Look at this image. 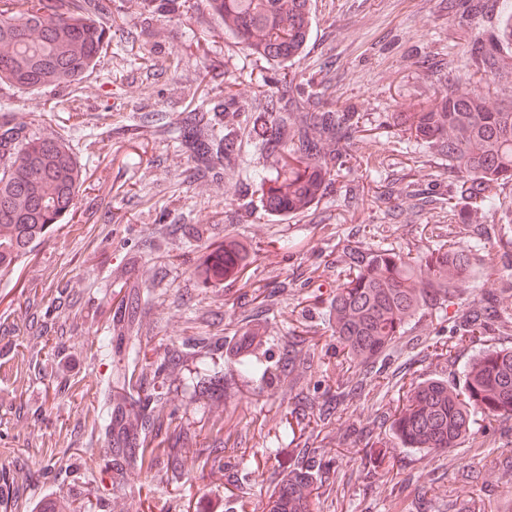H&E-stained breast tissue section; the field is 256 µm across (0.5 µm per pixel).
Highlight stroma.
<instances>
[{
	"instance_id": "35a3bbf8",
	"label": "stroma",
	"mask_w": 512,
	"mask_h": 512,
	"mask_svg": "<svg viewBox=\"0 0 512 512\" xmlns=\"http://www.w3.org/2000/svg\"><path fill=\"white\" fill-rule=\"evenodd\" d=\"M116 2L123 7L126 23L111 28L103 60L81 83L34 96L0 84V106L12 110L15 122L39 135L63 137L87 171L72 221L35 243L13 273L0 276V324L6 326L20 322L27 312L28 291L36 286L67 283L68 300L100 309L97 318L83 319L67 342L77 375L58 395L50 423L36 419L45 395L38 375H29L19 388L0 383V468L30 499L48 497L58 512H66L71 486L65 480L37 483L34 472L48 450L73 442L81 449L85 475H98L104 464L105 445L92 435L89 395L110 370L96 351L97 340L108 331L111 300L121 284L149 289L147 321L158 341L181 346L190 334V319L199 301H206L225 320L238 316L239 282L227 279L206 286L198 272L213 248L225 237L236 236L252 250L259 277L271 284H291L277 312L262 321L264 343L255 352L265 363L277 357L293 340L298 322L316 326L323 321L325 303L310 300L309 289L294 285L313 264L325 266L329 279L337 277L342 257L322 224H333L343 237L358 225L385 221L383 208L344 207L343 186L355 181L388 186L406 175L402 169L390 173L381 166L397 152L417 149L404 134L398 113L419 111L441 90L464 84L466 54L482 31L478 25L469 31L460 29L449 0H316L307 48L292 70L300 77L319 73L329 82L337 106L367 113L371 134L357 141L354 151L369 165L340 171L308 215L258 216L240 208L248 197V178L263 162L256 141L243 139L239 165L223 180L188 185L179 177L187 159L177 130L161 140L147 130L131 143L116 138L112 125L123 112L156 108L176 115L205 105L208 91L229 78L243 99H250L262 63L225 36L223 23L208 13L201 0H190L187 12L160 19L154 36L147 39L155 57L177 63L176 73L144 78L136 52L128 47L131 33L140 27L138 0ZM192 33L207 43L203 54L187 58L181 50ZM116 59L124 75L120 82L112 68ZM164 209L190 223L211 225L212 233L206 240L181 243L176 266L160 271L149 251L153 221ZM117 212L124 216L122 223L114 224L113 233L103 234L102 225L113 224ZM280 228L286 229L289 239L283 249L270 244ZM128 251L140 254L136 265L122 263ZM482 263L463 297L501 306L505 289L512 284V255H505L500 243L492 240ZM452 331L440 311L417 316L388 351V369L408 379L438 377L459 386L465 367L482 348H512V334L494 328L482 340L458 345L453 364L438 362L428 355L427 347L451 341ZM293 398L286 378L272 394L262 384L250 383L218 409H198L185 397L172 395V405L185 411L189 422L215 421L224 430L248 437L256 460L248 483L233 491L217 490L207 471L186 462L181 479L191 499L218 495L229 506L243 496L256 512L278 478L277 465L268 458L280 433L278 405ZM402 403L401 391L382 382L339 405L321 433L324 457L333 468L328 479L338 495L335 502H321L318 512H470L475 504L482 512H512V470L502 465L504 457H512V417L490 424L476 415L472 433L460 447L426 454L401 447L390 435L388 417ZM373 436L383 440V447L368 448ZM22 446L29 448L30 455L21 460L15 450ZM152 482V473L146 471L127 474L104 512H160L157 502L163 492H156L157 502L151 506L139 496Z\"/></svg>"
}]
</instances>
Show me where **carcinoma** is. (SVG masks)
I'll return each instance as SVG.
<instances>
[{"label":"carcinoma","instance_id":"obj_1","mask_svg":"<svg viewBox=\"0 0 512 512\" xmlns=\"http://www.w3.org/2000/svg\"><path fill=\"white\" fill-rule=\"evenodd\" d=\"M188 0H141L142 20L151 23L159 15H176ZM507 23L479 39L472 49L467 83L469 89H452L420 112L404 116L409 138L428 153L448 161L455 182L448 190H427L414 181L406 195L421 212L436 213L432 224L421 225L420 239L432 243L404 252L367 241L383 236L384 224H364L349 236L338 238L336 248L345 258L336 283L324 279L315 266L301 283L317 285L319 295H328L330 337L343 352L344 362L327 391L341 397L364 384L358 367L374 363L404 336L412 318L433 307L454 308L449 319L460 339L474 340L488 332L491 322L512 324V313L501 307L492 315L476 304L460 301L479 261L482 239L488 230L463 240L460 224L467 210L488 214L492 229L512 234V104L490 103L478 85L495 84L500 90L512 88V0H495ZM209 12L224 23V34L246 47L258 59L275 67V75H259L253 106L233 93V83L208 99L201 107L182 112L176 128L187 155L180 176L185 183L221 181L234 170L241 138L258 140L273 157L275 166L262 167L250 179L251 194L258 195L264 213L301 215L332 183L339 171L360 164L353 152L356 134L366 131L361 113L336 108L324 100L323 82L311 73L296 81L288 67L299 58L312 25V0H205ZM483 0H461L458 26L469 27L483 17ZM122 18L112 0H0V84L20 92L36 94L61 84H79L97 66L105 51L106 29L101 18ZM141 128L153 134L169 132L166 112L156 109L115 127L129 137ZM86 175L68 145L59 136H38L17 124L9 113L0 112V274L15 269L54 225L63 223L74 211ZM202 238L208 228L179 224L161 212L152 234L158 240L153 249L154 267H171L178 260L168 239L179 232ZM254 260L249 249L229 238L206 258L205 274L221 280L244 271ZM427 279L421 278L422 272ZM237 301L249 308L240 318L244 325H224L223 334H210L208 313L194 314L198 332L189 336L179 350L165 348L158 355L154 336L144 329L141 295L127 288L117 301L108 334L100 337L99 348L108 352L113 374L94 392L98 435L111 445L112 458L105 460L99 475L81 477L72 485L92 486L101 508L111 487L122 485L130 471L155 473L163 488L184 497L175 473L181 457L192 454L210 475L222 480L233 473L239 484L250 474L247 447L240 442L226 446L224 438L201 424L190 430L178 423L176 410H167L169 395L192 388L199 406L219 407L228 395L257 374L268 378L273 389L283 377H290L298 389L297 400H306V365L312 361L305 344L317 341L320 331L305 325L298 341L274 369L260 368L247 356L231 361L232 376L210 369L209 363L229 345L237 343L247 324L259 315L274 313L288 288L259 284ZM327 290H322V287ZM71 305L48 301L32 323L39 335L51 338L50 352L38 367L54 393L65 390L67 382L58 374L55 360L67 349L64 337L78 324L66 314ZM464 393L440 379L410 384L406 403L390 418L394 437L405 448L441 452L460 445L470 432L471 417L480 413L493 422L512 417V349H484L467 366ZM336 407L325 400L310 402L309 412L281 411L282 447L272 449L280 482L262 503V512H315L313 495L316 474L331 464L317 459L316 429L331 420ZM296 445L298 452L288 453ZM80 453L64 448L52 455L37 471L36 482L55 481L80 471ZM20 489L0 472V508L20 512Z\"/></svg>","mask_w":512,"mask_h":512}]
</instances>
